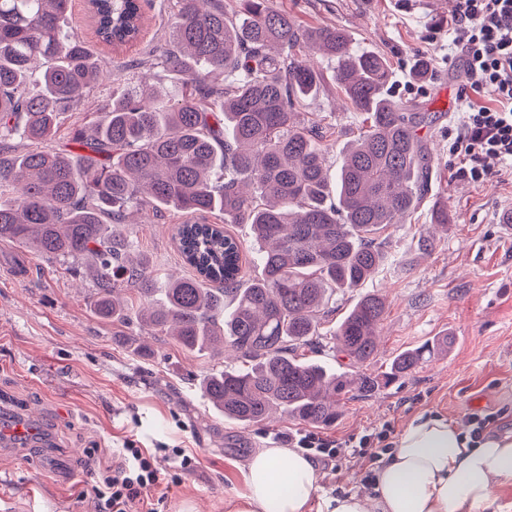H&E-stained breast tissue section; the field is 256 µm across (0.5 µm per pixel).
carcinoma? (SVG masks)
Instances as JSON below:
<instances>
[{"mask_svg": "<svg viewBox=\"0 0 512 512\" xmlns=\"http://www.w3.org/2000/svg\"><path fill=\"white\" fill-rule=\"evenodd\" d=\"M68 4L0 0V241L49 259L95 256L93 309L103 319L134 320L198 354L229 346L241 364L208 375L201 392L244 425L275 412L331 425L341 396L371 395L448 349L444 337L404 350L375 375L293 353L321 338L332 292L374 276L385 260L377 235L427 189L432 157L418 131L431 116L385 94L384 56L354 51L343 29H303L272 0H239L230 13L224 0H174L168 44L137 68L179 72L184 91L171 101L144 79L107 101L74 134L87 152L76 164L49 143L59 114L76 110L107 64L64 27ZM87 9L100 43L137 39L142 0H88ZM312 54L335 62L336 85L366 123L333 179L323 126L300 112L320 85ZM15 141L25 150L9 152ZM133 209L193 216L174 230L188 276L163 282L134 255L121 229ZM214 212L224 223L207 221ZM227 224L255 234L251 263L262 273L246 286ZM122 288L144 303L125 305ZM385 313L383 296H362L330 333L332 349L368 365Z\"/></svg>", "mask_w": 512, "mask_h": 512, "instance_id": "carcinoma-1", "label": "carcinoma"}]
</instances>
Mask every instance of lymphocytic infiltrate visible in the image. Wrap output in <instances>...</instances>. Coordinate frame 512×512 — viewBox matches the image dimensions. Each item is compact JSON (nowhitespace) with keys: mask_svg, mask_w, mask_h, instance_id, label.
Returning a JSON list of instances; mask_svg holds the SVG:
<instances>
[{"mask_svg":"<svg viewBox=\"0 0 512 512\" xmlns=\"http://www.w3.org/2000/svg\"><path fill=\"white\" fill-rule=\"evenodd\" d=\"M451 45L482 97L467 102L457 129L451 147L460 160L456 175L479 181L490 173L487 160L512 166V0H456ZM392 432L387 425L378 432L330 439L308 431L293 441L335 476L354 456L384 460L392 449ZM121 456L93 487L94 512H158L152 496L159 481L156 459L130 440L124 441Z\"/></svg>","mask_w":512,"mask_h":512,"instance_id":"obj_1","label":"lymphocytic infiltrate"}]
</instances>
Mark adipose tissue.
<instances>
[{"label": "adipose tissue", "mask_w": 512, "mask_h": 512, "mask_svg": "<svg viewBox=\"0 0 512 512\" xmlns=\"http://www.w3.org/2000/svg\"><path fill=\"white\" fill-rule=\"evenodd\" d=\"M228 512H486L512 483V430L474 443L448 419L416 416L374 472L370 494L320 497L318 465L285 446L254 449Z\"/></svg>", "instance_id": "ef3b65f1"}]
</instances>
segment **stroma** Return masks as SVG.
Instances as JSON below:
<instances>
[{
    "instance_id": "stroma-1",
    "label": "stroma",
    "mask_w": 512,
    "mask_h": 512,
    "mask_svg": "<svg viewBox=\"0 0 512 512\" xmlns=\"http://www.w3.org/2000/svg\"><path fill=\"white\" fill-rule=\"evenodd\" d=\"M303 27L345 29L353 50L385 56L393 71L386 92L430 113L421 129L433 156L431 188L409 223L378 238L389 261L364 286L385 297L380 342L368 369L386 368L399 352L449 335L448 352L368 397L350 396L323 436L336 439L391 423L402 431L421 413L467 426L470 415H494V428L512 429V166L491 162L482 182L456 177L450 127L463 119L472 81L450 65L448 24L455 0L438 11L411 0H273ZM170 0H150L139 39L113 50L98 43L85 0H71L73 30L112 70L78 110L61 113L53 149L72 146L76 129L96 119L104 101L134 84L129 64L168 39ZM426 58V78L413 66ZM323 81L303 110L322 121L333 145L327 157L354 139L363 116L319 61ZM447 198L452 220L438 227L431 212ZM180 214L146 216L123 225L127 239L163 279L182 278L172 228ZM64 261L0 241V512H93L91 486L100 470L119 460L125 439L156 456L163 512H224L241 490V468L253 448L275 434L309 431V424L277 416L242 425L216 413L201 381L233 366L231 354L209 357L184 350L172 337L151 336L138 324L96 316L91 305L95 270L79 261L71 277ZM190 466H183L184 458Z\"/></svg>"
}]
</instances>
